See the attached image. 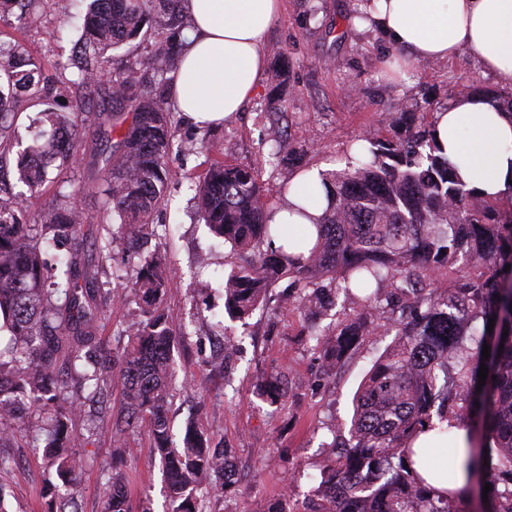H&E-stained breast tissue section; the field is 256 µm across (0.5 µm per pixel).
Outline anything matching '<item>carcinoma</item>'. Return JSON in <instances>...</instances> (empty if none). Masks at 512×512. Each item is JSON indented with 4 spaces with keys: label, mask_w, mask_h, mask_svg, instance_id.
I'll list each match as a JSON object with an SVG mask.
<instances>
[{
    "label": "carcinoma",
    "mask_w": 512,
    "mask_h": 512,
    "mask_svg": "<svg viewBox=\"0 0 512 512\" xmlns=\"http://www.w3.org/2000/svg\"><path fill=\"white\" fill-rule=\"evenodd\" d=\"M37 2L0 0V20L36 24ZM190 27L182 0H89L78 44L56 66L57 82L74 94L69 105L50 98L40 59L0 37V141L15 133L20 98L45 105L31 142L15 158L18 181L41 192L53 171L61 175L78 164L87 137L93 143L80 179L60 181L55 201L37 216H27L24 196L0 197V332L9 333L0 348V421L27 424L26 444L43 445L56 475L43 487L47 512H77L64 492L90 460L70 451L79 438L73 420L104 397L114 378L125 413L112 423V443L120 446L131 427L149 423L168 512H205L210 494L236 485L224 477L227 450L211 447L195 424H187L182 447L172 441L175 336L161 305L174 283L161 257L144 258L133 275L112 270L141 310L124 330L127 347L115 354L97 336L103 307L125 300L97 288L115 240L131 246L148 234L172 149L199 150L193 141L176 142L164 91L143 74L172 70ZM136 39L147 44V57L112 67V51ZM388 126L391 137L363 138L356 159L326 173L334 203L312 244L288 224L269 223L258 168L209 166L195 191L199 217L231 250L251 253L224 279V313L249 318L286 278L280 306L315 318L340 295L361 293L358 309L311 333L328 370L370 333L393 335L360 387L348 436L327 444L331 455L319 468L310 512H460L456 492L440 495L420 478L408 447L416 433L436 428L434 420L449 418L475 426L473 483L491 485L483 512H512V205L482 198L455 179L438 154L432 123L415 125L396 112ZM90 184L102 188L106 223L117 225L93 267L83 258L85 217L72 202ZM278 237L291 238L298 253L273 247ZM384 309L391 317L374 323ZM482 366L488 376L479 390ZM260 396L276 406L286 390L273 376ZM13 441L14 433L0 428V469L14 462L4 452ZM103 496L105 512H131L122 471L107 474Z\"/></svg>",
    "instance_id": "1"
}]
</instances>
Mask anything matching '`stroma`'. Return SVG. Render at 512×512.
<instances>
[{
    "mask_svg": "<svg viewBox=\"0 0 512 512\" xmlns=\"http://www.w3.org/2000/svg\"><path fill=\"white\" fill-rule=\"evenodd\" d=\"M360 4L283 0L268 47L287 55L286 91H274L266 78L246 111L222 126L177 122L179 138L201 143L202 150L170 154L167 191L143 251L166 256L175 283L163 303L178 335L170 406L173 434L182 438L187 422H194L214 445L230 452L242 478L235 491L211 496L207 512H267L278 500L287 512H304L311 477L327 455L325 442L333 431L348 429L358 386L391 339L379 333L365 337L353 358L329 375L307 335L308 320L276 302L257 309L247 322L228 320L216 327L215 316L224 312V277L240 258L199 222L195 183L216 160L255 165L275 205L296 172L283 163H268L267 152L275 142L288 141L290 148L304 153V166L329 164L368 134L388 135L389 113H432L473 90L490 97L508 93L465 53L449 62L418 64L410 82L388 80L385 40L353 20ZM40 10L38 24L14 19L0 32L24 43L51 75L57 62L72 54L84 7L80 0H42ZM99 286L125 296L123 303L106 309L99 330L111 351H123L128 342L124 329L138 320L140 310L111 272L100 273ZM185 328L190 331L186 337L181 334ZM270 375L281 377L288 387L276 408L257 394L261 380ZM74 427L84 436L76 453L92 460L79 478L78 512H103V471L116 460L127 477L132 512L146 506L165 512L164 482L148 423L128 432L118 451L109 421L96 426L78 419ZM10 454L12 464L0 470V503L7 512H45L42 487L53 471L41 449L26 446Z\"/></svg>",
    "mask_w": 512,
    "mask_h": 512,
    "instance_id": "35a3bbf8",
    "label": "stroma"
}]
</instances>
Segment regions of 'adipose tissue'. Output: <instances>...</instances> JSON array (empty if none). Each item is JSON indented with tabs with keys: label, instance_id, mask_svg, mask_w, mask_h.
<instances>
[{
	"label": "adipose tissue",
	"instance_id": "adipose-tissue-1",
	"mask_svg": "<svg viewBox=\"0 0 512 512\" xmlns=\"http://www.w3.org/2000/svg\"><path fill=\"white\" fill-rule=\"evenodd\" d=\"M187 30L172 85L178 112L216 125L244 111L268 66L267 34L282 0H183ZM372 26L407 66L454 59L467 52L496 83L512 87V0H366ZM439 145L466 189L490 199L512 197V115L482 93H465L434 114ZM305 214L279 209L275 224L318 223L331 195L314 166L288 183Z\"/></svg>",
	"mask_w": 512,
	"mask_h": 512
}]
</instances>
